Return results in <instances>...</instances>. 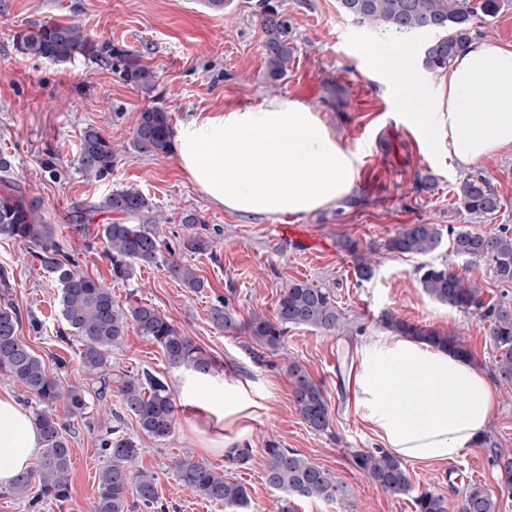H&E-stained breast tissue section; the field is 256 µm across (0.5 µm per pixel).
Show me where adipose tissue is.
<instances>
[{"instance_id":"1","label":"adipose tissue","mask_w":512,"mask_h":512,"mask_svg":"<svg viewBox=\"0 0 512 512\" xmlns=\"http://www.w3.org/2000/svg\"><path fill=\"white\" fill-rule=\"evenodd\" d=\"M405 86L428 147L447 145L475 164L512 147V49L480 45L443 73L424 98L400 52L385 59ZM175 147L188 179L225 210L302 220L347 195L353 154L304 102L279 96L259 106L200 112L179 123ZM345 406L383 448L407 462L456 459L480 439L498 404L470 361L411 336L382 333L350 346ZM42 438L28 410L0 390V488L26 472Z\"/></svg>"}]
</instances>
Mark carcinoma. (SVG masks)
<instances>
[{
    "label": "carcinoma",
    "mask_w": 512,
    "mask_h": 512,
    "mask_svg": "<svg viewBox=\"0 0 512 512\" xmlns=\"http://www.w3.org/2000/svg\"><path fill=\"white\" fill-rule=\"evenodd\" d=\"M340 9L352 20L375 30L400 36L429 33L422 46V65L431 73H442L456 59L465 55L474 43L475 19L494 17L501 0H338ZM262 48L266 60L267 79L276 83L288 73L294 55L288 42L290 25L287 17L270 0H262L259 14ZM16 53L22 57L45 59L64 64L81 56L102 60L99 44L73 23L48 19L22 29L13 36ZM125 80L150 88L156 73L134 60L124 68ZM132 147L146 156L166 155L172 150L173 130L168 112L163 107L146 108L136 114L132 128ZM116 154L112 140L104 131L89 126L83 130L78 156L79 170L88 178L105 180L112 175ZM10 160L0 154V236L18 241L29 249L41 268L54 275L60 285L63 320L81 339L80 361L92 379L105 375L109 352L124 341L129 323L140 335L156 342L166 362L183 367L194 374L213 377L219 372L217 362L178 331L157 309L143 304L123 306L112 296V290L80 270L75 256L66 251L58 239L56 228L44 221L34 201L8 180ZM457 211L464 221L481 220L495 214L500 198L483 177L470 176L457 187ZM96 212H109L122 221L106 225L104 253L111 265L112 277L128 281L139 266L157 263L161 243L149 228L159 223V210L142 190L122 187L112 191L89 207H75L70 220L77 227L90 223ZM452 252L472 261L487 260L494 276L512 282V236L475 233L464 227L449 228ZM442 242V230L435 224H406L392 236L388 250L400 255L426 256ZM210 242L200 234L179 241L185 253L203 254ZM171 272L184 287L193 292L204 282L186 265L171 266ZM419 287L431 300L464 312L475 311L487 323V333L499 357L494 369L499 382L512 386V305L486 303L482 288L466 280L447 262L422 263L415 270ZM210 320L224 331L238 329L235 318L224 305L211 309ZM22 320L19 310L10 303L0 304V373L19 382L39 404L32 419L42 436L38 466L17 478L10 492L28 496L33 486L37 492L29 496V507L40 512L47 501L62 502L69 495L72 448L57 406H62L70 419L82 418L88 408L87 391L81 385L63 386L46 361L36 355L18 336ZM378 326L386 331L415 336L435 347L462 358H472L464 338L456 331L427 330L404 321L392 311L381 312ZM290 327H305L319 332L336 333L344 328L342 313L327 288L308 281H293L278 299L274 319L252 316L243 329L259 349L271 353L280 349ZM292 401L301 421L315 433H326L331 426V413L324 390L299 364L288 365ZM121 404L133 416L141 432L156 440L168 438L175 425V403L168 383L152 374L133 377L118 389ZM100 450L107 463L100 470L93 512H130L142 506L155 512L162 507L157 491L156 475L135 470L133 463L141 448L132 437L117 426L110 427L100 439ZM266 481L282 492L271 512H296L300 499L334 500L344 490L335 475L309 461L298 451L268 441L266 448ZM224 457L239 465L248 464L250 449L234 444L224 449ZM356 467L384 493L400 497L411 490L405 464L382 449L358 450L353 454ZM173 470L183 487L205 500L218 501L238 510L246 509L250 497L246 487L227 474L216 471L206 462L185 454L172 461ZM415 512H448L444 496L423 492L414 500ZM457 512H497L496 495L480 484H470L462 492Z\"/></svg>",
    "instance_id": "1"
}]
</instances>
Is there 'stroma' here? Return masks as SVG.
<instances>
[{"label":"stroma","instance_id":"1","mask_svg":"<svg viewBox=\"0 0 512 512\" xmlns=\"http://www.w3.org/2000/svg\"><path fill=\"white\" fill-rule=\"evenodd\" d=\"M274 2L288 18L295 50L286 77L276 83L266 78L258 0H230L221 11L204 0H0V153L11 161L12 179L56 226L85 274L110 287L119 303L140 302L165 314L221 369L211 388H191L190 372L168 365L158 344L131 326L122 346L109 354V391L99 397L96 382L80 364V339L56 336L65 325L58 282L25 247L0 237V271L10 282L5 298L23 318L21 340L42 358L64 356L67 366L56 373L62 385L84 384L90 391L86 417L67 423L73 450L70 497L44 503L41 512H93L104 464L99 438L122 409V381L146 372L167 380L172 390L174 432L159 441L144 435L133 417H126L124 425L142 448L135 469L155 473L168 512H230L188 494L179 483L172 461L186 453L227 469L230 478L246 486L249 512H267L278 495L265 479V446L272 438L329 469L344 488L335 501H299L298 512H414L412 495L383 493L352 460L353 450H372L379 443L368 425L345 409L344 344L378 334L376 319L389 310L425 329L461 330L474 362L484 372L493 370L497 351L485 323L429 299L414 278L418 258L389 252L386 244L405 224L462 225L455 191L478 174L489 180L502 207L494 218L472 222V230L512 232V148L470 166L458 163L447 149H427L412 107L397 92L398 79L382 67L379 55L383 49H409V68L423 96H432L439 77L422 66L423 36H382L342 14L337 0ZM48 18L79 24L105 50L133 54L155 71L154 86L126 82L118 60L106 65L78 57L55 64L17 55L14 32ZM282 95L313 106L357 158L350 194L302 221L226 211L198 191L176 154L144 157L131 147V122L142 109L166 108L176 125L197 112L255 106ZM89 126L104 130L118 155L111 177L103 181L78 169L81 134ZM428 174L435 178L430 188L421 184ZM122 186L138 187L154 199L162 215L155 231L165 248L158 264L116 283L103 238L115 215L95 213L81 229L69 216L76 205L99 202ZM190 212L201 219L192 228L181 222ZM192 231L210 239L207 253L176 251L178 239ZM359 252L373 259L370 279L356 274ZM172 262L195 269L203 288H185L168 272ZM456 266L482 287L485 300L512 302V283H500L488 262L460 258ZM294 280L330 289L344 314L343 331L292 328L272 354L258 352L244 332L219 330L209 319L211 307L220 302L240 324L255 314L273 317L281 293ZM292 362L324 388L332 421L328 433L312 432L296 413L288 374ZM498 392L486 427L490 443L475 444L451 464H408L414 493L432 491L453 506L467 483H477L497 493L499 512H512V494L499 487L500 467L512 458V387L499 386ZM222 407L237 408L232 424L217 417ZM227 438L250 445L248 465L226 468L222 445Z\"/></svg>","mask_w":512,"mask_h":512}]
</instances>
